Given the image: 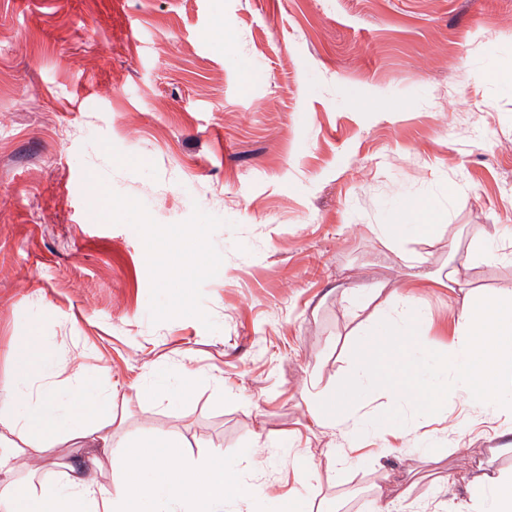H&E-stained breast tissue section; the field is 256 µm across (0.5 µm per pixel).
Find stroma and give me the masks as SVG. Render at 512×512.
<instances>
[{"mask_svg":"<svg viewBox=\"0 0 512 512\" xmlns=\"http://www.w3.org/2000/svg\"><path fill=\"white\" fill-rule=\"evenodd\" d=\"M511 70L512 0H0V383L31 327L89 382L109 368L123 433L170 427L230 465L260 435L335 447L304 385L336 388L386 317L349 313L352 287L403 288L412 254L446 270L463 225L512 232ZM417 199L436 235L387 242ZM507 254L461 286L512 289ZM415 294L448 356L455 295ZM182 363L206 373L187 399L136 398ZM415 420L449 481L487 456L512 475V411L451 389ZM413 463L278 478L372 512Z\"/></svg>","mask_w":512,"mask_h":512,"instance_id":"obj_1","label":"stroma"}]
</instances>
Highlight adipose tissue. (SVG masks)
I'll list each match as a JSON object with an SVG mask.
<instances>
[{"instance_id":"ef3b65f1","label":"adipose tissue","mask_w":512,"mask_h":512,"mask_svg":"<svg viewBox=\"0 0 512 512\" xmlns=\"http://www.w3.org/2000/svg\"><path fill=\"white\" fill-rule=\"evenodd\" d=\"M438 281L418 273L412 285ZM412 291H390L387 300L402 317H386L364 341L362 363L343 388L316 395L314 424L341 432L346 441L327 449L325 462H346L350 448L383 430V417L366 409L375 395L388 396L400 414L434 411L451 378L474 408L485 409L490 397L512 406V290L493 297L465 290L454 310L455 342L443 359L406 319L418 308ZM11 355L14 376L0 385V512H195L200 502L206 512H254L261 497L275 500L279 512H311L309 503L278 493L276 482L265 478L286 461L319 479L321 463L305 449L280 450L259 440L245 453L243 469L225 465L219 449L204 462L176 460L177 432L158 431L145 445L113 431L112 388L87 385L77 357L48 351L30 330ZM57 448L92 449V468L52 460ZM105 461L113 473L107 484L98 475ZM456 499L455 512H512V477L477 469Z\"/></svg>"}]
</instances>
